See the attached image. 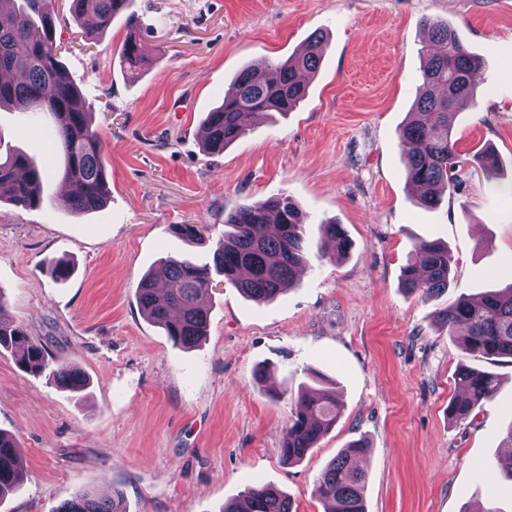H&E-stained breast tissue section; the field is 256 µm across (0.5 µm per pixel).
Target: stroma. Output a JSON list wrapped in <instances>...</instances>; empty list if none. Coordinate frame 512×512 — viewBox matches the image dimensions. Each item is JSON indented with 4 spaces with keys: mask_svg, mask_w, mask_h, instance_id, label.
Wrapping results in <instances>:
<instances>
[{
    "mask_svg": "<svg viewBox=\"0 0 512 512\" xmlns=\"http://www.w3.org/2000/svg\"><path fill=\"white\" fill-rule=\"evenodd\" d=\"M60 59L104 141L111 198L79 214L57 176L45 203L0 202V299L50 356L86 374L80 393L23 370L0 348V430L16 438L25 484L0 512H56L85 489L117 490L126 512H224L271 484L294 512H323L315 481L354 441L369 452L366 512H512V483L488 465L512 427V363L468 354L435 323L458 298L512 282V0H134L136 28L113 20L86 41L53 0ZM452 25L484 62L483 89L454 137L460 189L427 209L406 182L399 130L421 84L425 20ZM143 64L129 79L128 33ZM326 49L299 106L250 122L213 154L204 118L244 68L288 59L314 33ZM48 114L0 108V155L50 154ZM490 147L497 171L475 165ZM290 197L308 215L309 263L276 299L256 302L215 277L207 336L173 344L139 310L141 278L169 256L212 260L173 224H209L245 202ZM342 224L350 253L322 250ZM446 242V293H406L401 271L418 240ZM70 266L67 280L51 269ZM499 378L492 400L462 421L448 407L459 365ZM270 368L279 398L254 379ZM336 384L342 414L299 463L282 462L294 402L311 375Z\"/></svg>",
    "mask_w": 512,
    "mask_h": 512,
    "instance_id": "obj_1",
    "label": "stroma"
}]
</instances>
